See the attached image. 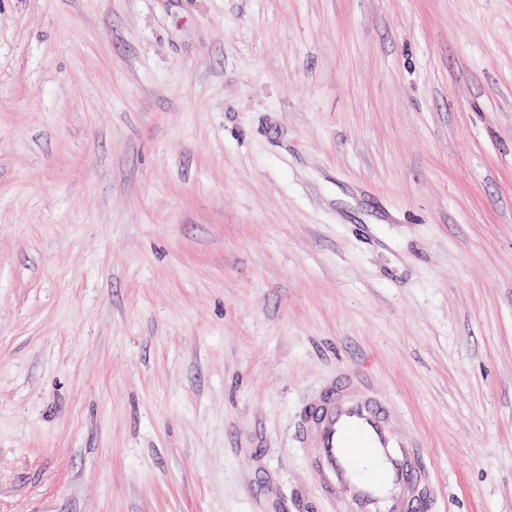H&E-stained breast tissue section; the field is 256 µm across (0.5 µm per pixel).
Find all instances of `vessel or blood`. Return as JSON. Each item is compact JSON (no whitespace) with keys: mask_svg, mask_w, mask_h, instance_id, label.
<instances>
[{"mask_svg":"<svg viewBox=\"0 0 512 512\" xmlns=\"http://www.w3.org/2000/svg\"><path fill=\"white\" fill-rule=\"evenodd\" d=\"M395 420L394 404L350 369L304 401L298 439L324 501L341 503L343 512H428L429 462Z\"/></svg>","mask_w":512,"mask_h":512,"instance_id":"vessel-or-blood-1","label":"vessel or blood"}]
</instances>
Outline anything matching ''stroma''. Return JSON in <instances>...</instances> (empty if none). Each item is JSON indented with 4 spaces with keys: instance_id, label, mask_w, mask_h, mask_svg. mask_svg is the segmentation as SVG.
Returning a JSON list of instances; mask_svg holds the SVG:
<instances>
[{
    "instance_id": "obj_1",
    "label": "stroma",
    "mask_w": 512,
    "mask_h": 512,
    "mask_svg": "<svg viewBox=\"0 0 512 512\" xmlns=\"http://www.w3.org/2000/svg\"><path fill=\"white\" fill-rule=\"evenodd\" d=\"M348 366L512 512V0H0V512H327Z\"/></svg>"
}]
</instances>
